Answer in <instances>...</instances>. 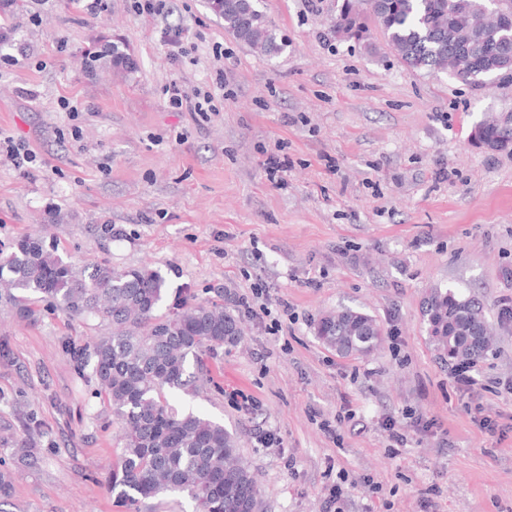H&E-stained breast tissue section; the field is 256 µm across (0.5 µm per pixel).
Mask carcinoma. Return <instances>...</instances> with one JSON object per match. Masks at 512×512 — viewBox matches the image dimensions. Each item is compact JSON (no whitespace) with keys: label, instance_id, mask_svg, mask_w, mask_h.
<instances>
[{"label":"carcinoma","instance_id":"carcinoma-1","mask_svg":"<svg viewBox=\"0 0 512 512\" xmlns=\"http://www.w3.org/2000/svg\"><path fill=\"white\" fill-rule=\"evenodd\" d=\"M258 0H221L215 14L224 28L254 51L276 57L284 41L258 8ZM512 14V0H342L333 22L345 41L361 42L372 19L399 63L414 72L444 71L473 85L512 73V33L467 62L448 40V30L471 26L475 11ZM89 68L110 65L131 74L125 47L113 43L86 57ZM481 147L492 152L512 145V127L478 123ZM0 287L26 300L36 297L49 311L93 317L112 326L88 348L94 373L120 424V448L105 477L129 512L162 493L185 494L195 512H261L257 482L242 461L237 438L223 425L192 412L180 413L166 393L195 383L204 356L243 335L241 319L216 301L187 302L174 313L159 309L166 279L148 266L106 265L77 270L41 237H25L0 257ZM428 333L441 355L475 365L489 352L491 333L483 303L451 290L433 289L423 306ZM316 338L336 353L363 355L379 346L382 330L370 315L342 309L322 315Z\"/></svg>","mask_w":512,"mask_h":512}]
</instances>
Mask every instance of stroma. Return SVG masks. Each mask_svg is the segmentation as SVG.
I'll use <instances>...</instances> for the list:
<instances>
[{
    "instance_id": "stroma-1",
    "label": "stroma",
    "mask_w": 512,
    "mask_h": 512,
    "mask_svg": "<svg viewBox=\"0 0 512 512\" xmlns=\"http://www.w3.org/2000/svg\"><path fill=\"white\" fill-rule=\"evenodd\" d=\"M105 2L95 15L84 0L0 14V134L37 156L0 159V251L39 231L79 267L158 269L163 309H235L242 343L209 358L200 389L167 400L238 436L261 512H323L336 483L342 512H512V321L500 315L512 304V151L470 139L512 112V79L408 71L379 31L365 45L338 39L336 0H260L288 40L274 58L239 43L205 0L152 15ZM175 28L177 62L164 43ZM103 39L121 40L137 71L85 72L84 51ZM174 80L214 85L216 111L171 108ZM277 150L289 167L275 186L262 162ZM434 288L487 307L495 347L471 366L472 390L428 335ZM342 308L380 325L370 355L315 337ZM111 332L0 295V466L12 472L0 512H126L102 481L119 428L92 362L69 353ZM266 430L277 444L260 441ZM21 439L35 449L25 463L10 455Z\"/></svg>"
}]
</instances>
